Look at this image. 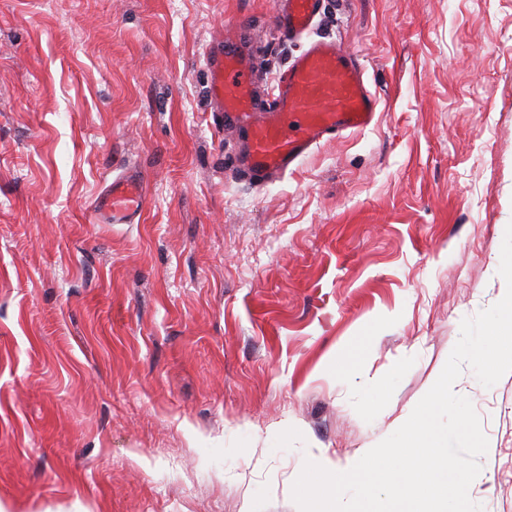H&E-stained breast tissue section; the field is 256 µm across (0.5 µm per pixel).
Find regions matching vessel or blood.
I'll use <instances>...</instances> for the list:
<instances>
[{
  "label": "vessel or blood",
  "mask_w": 512,
  "mask_h": 512,
  "mask_svg": "<svg viewBox=\"0 0 512 512\" xmlns=\"http://www.w3.org/2000/svg\"><path fill=\"white\" fill-rule=\"evenodd\" d=\"M319 14L320 0H280L273 17L276 33L305 45L279 72L269 105L257 101L256 60L242 41L244 21L225 24L223 36L207 52L213 120L242 133L245 153L238 165L255 182L294 171L322 143L371 126L379 110L365 63L336 40L311 38ZM146 199L143 180L122 174L91 212L102 224H135Z\"/></svg>",
  "instance_id": "b4317fda"
}]
</instances>
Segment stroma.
<instances>
[{
	"label": "stroma",
	"mask_w": 512,
	"mask_h": 512,
	"mask_svg": "<svg viewBox=\"0 0 512 512\" xmlns=\"http://www.w3.org/2000/svg\"><path fill=\"white\" fill-rule=\"evenodd\" d=\"M279 0H0V512H299L407 420L503 296L512 0H323L375 123L285 177L224 172L206 51L244 16L269 99ZM140 173V223L94 199ZM512 512V372L454 384Z\"/></svg>",
	"instance_id": "stroma-1"
}]
</instances>
